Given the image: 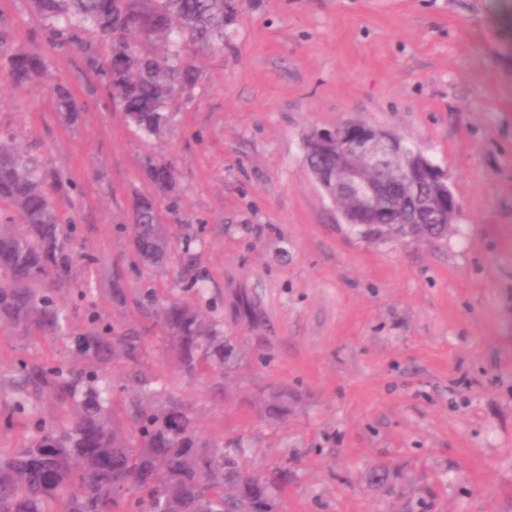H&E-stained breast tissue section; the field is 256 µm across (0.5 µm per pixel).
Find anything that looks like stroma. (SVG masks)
<instances>
[{"mask_svg":"<svg viewBox=\"0 0 512 512\" xmlns=\"http://www.w3.org/2000/svg\"><path fill=\"white\" fill-rule=\"evenodd\" d=\"M0 35L38 50L40 82L0 75V133L17 134L71 191L76 252L118 269L112 283L75 266L57 300L148 336L153 388L188 404L204 438L245 448L252 470L288 469L282 512H512V0H244L223 52L202 59L192 99L145 139L112 110L75 51L51 49L26 0H0ZM83 110L65 122L49 84ZM357 121L390 130L447 170L461 203L447 238L381 243L341 224L304 162L309 130ZM173 162L193 237L163 271L138 263L133 203L155 188L147 156ZM204 276L236 364L223 387L172 370L155 318L134 300L195 298ZM248 298L253 314L241 316ZM66 362L69 342L0 329V451L33 422L14 413L18 360ZM297 399L265 420L268 387Z\"/></svg>","mask_w":512,"mask_h":512,"instance_id":"1","label":"stroma"}]
</instances>
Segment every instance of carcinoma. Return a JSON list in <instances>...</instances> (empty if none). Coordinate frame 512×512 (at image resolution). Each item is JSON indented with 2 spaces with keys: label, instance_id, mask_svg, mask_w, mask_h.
Returning <instances> with one entry per match:
<instances>
[{
  "label": "carcinoma",
  "instance_id": "1",
  "mask_svg": "<svg viewBox=\"0 0 512 512\" xmlns=\"http://www.w3.org/2000/svg\"><path fill=\"white\" fill-rule=\"evenodd\" d=\"M47 41L76 50L110 103L145 136H157L169 114L188 100L200 80L199 60L224 47L226 27L239 0H29ZM0 67L17 84L33 83L46 70L43 55L10 50L0 37ZM55 108L69 120L81 107L70 87L50 89ZM0 139V328L31 336H65L72 361H21L16 411L33 413L47 399L62 415L38 418L23 447L0 452V512H280L285 470L253 473L243 485L231 482L243 470L245 449L224 448L206 438L191 408L172 393L149 387L140 367L147 337L135 328L104 322L93 311L71 334L56 291L71 284L75 227L63 223L55 196L67 190L62 173L45 171L36 158ZM307 167L335 166L336 154H304ZM148 178L158 195L136 199L129 232L143 266L165 265L172 246L163 213L173 214L175 170L149 157ZM423 239L446 236L437 213L419 225ZM156 307L176 372L185 379L209 373L227 377L233 346L220 323L177 296ZM121 362L136 387L126 413L112 403L101 369ZM265 414L288 416L295 398L277 389L261 396ZM130 485L135 497L114 490Z\"/></svg>",
  "mask_w": 512,
  "mask_h": 512
}]
</instances>
